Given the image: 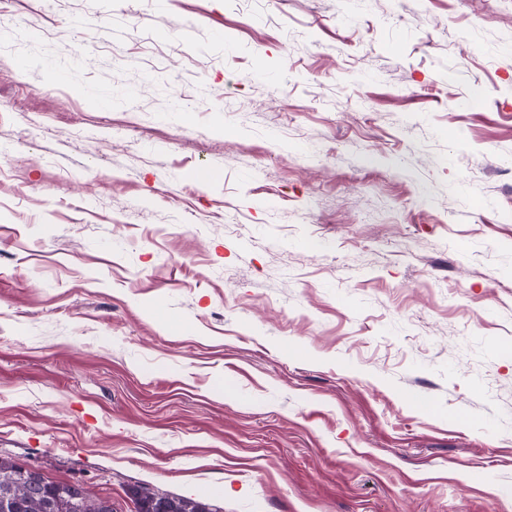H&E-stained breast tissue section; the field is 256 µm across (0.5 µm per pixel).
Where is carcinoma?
I'll return each mask as SVG.
<instances>
[{
  "instance_id": "carcinoma-1",
  "label": "carcinoma",
  "mask_w": 512,
  "mask_h": 512,
  "mask_svg": "<svg viewBox=\"0 0 512 512\" xmlns=\"http://www.w3.org/2000/svg\"><path fill=\"white\" fill-rule=\"evenodd\" d=\"M21 465L0 458V505L9 504L8 512H114L112 500L92 493L77 491L66 483H58L39 493H29L18 484ZM136 512H218L194 498L174 496L147 486L133 491Z\"/></svg>"
}]
</instances>
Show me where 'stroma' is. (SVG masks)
<instances>
[{
    "label": "stroma",
    "mask_w": 512,
    "mask_h": 512,
    "mask_svg": "<svg viewBox=\"0 0 512 512\" xmlns=\"http://www.w3.org/2000/svg\"><path fill=\"white\" fill-rule=\"evenodd\" d=\"M0 457L512 512V0H0Z\"/></svg>",
    "instance_id": "stroma-1"
}]
</instances>
